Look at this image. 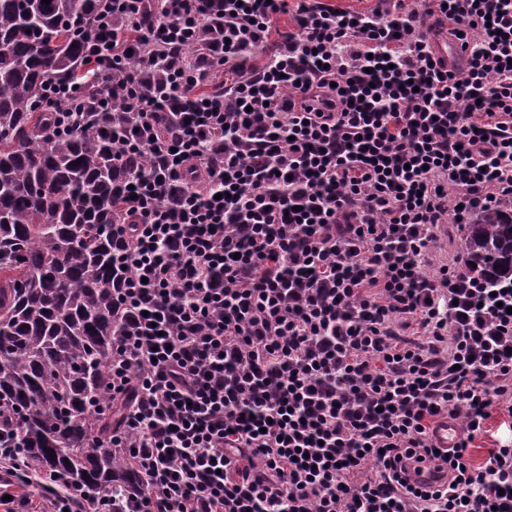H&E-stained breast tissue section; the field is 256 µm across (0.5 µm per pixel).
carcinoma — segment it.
<instances>
[{
	"instance_id": "obj_1",
	"label": "carcinoma",
	"mask_w": 512,
	"mask_h": 512,
	"mask_svg": "<svg viewBox=\"0 0 512 512\" xmlns=\"http://www.w3.org/2000/svg\"><path fill=\"white\" fill-rule=\"evenodd\" d=\"M98 12V0H0V425L89 492L138 483L112 452L121 406L106 386L112 288L126 275L112 257L123 170L94 128L48 137L50 86L81 76ZM466 232L473 283H511L512 211Z\"/></svg>"
}]
</instances>
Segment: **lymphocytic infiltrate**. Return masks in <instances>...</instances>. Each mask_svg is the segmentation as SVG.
Listing matches in <instances>:
<instances>
[{
  "label": "lymphocytic infiltrate",
  "instance_id": "f902f5d3",
  "mask_svg": "<svg viewBox=\"0 0 512 512\" xmlns=\"http://www.w3.org/2000/svg\"><path fill=\"white\" fill-rule=\"evenodd\" d=\"M382 2L102 0L51 100L138 159L108 384L140 487L59 489L6 433L0 512H512V446L466 454L512 402V289L422 271L440 226L512 207V0Z\"/></svg>",
  "mask_w": 512,
  "mask_h": 512
}]
</instances>
